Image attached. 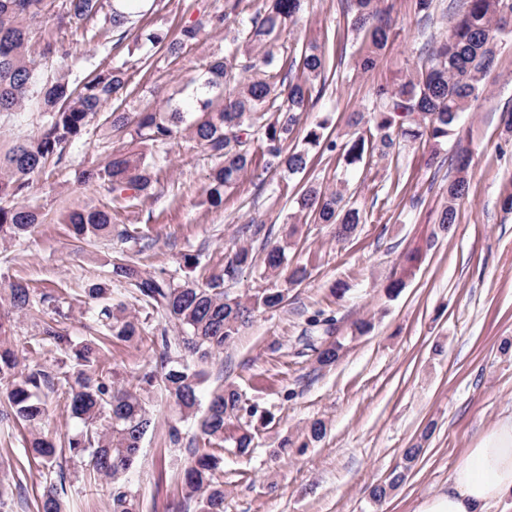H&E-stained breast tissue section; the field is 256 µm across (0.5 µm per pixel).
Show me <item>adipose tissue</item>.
I'll return each instance as SVG.
<instances>
[{
  "instance_id": "obj_1",
  "label": "adipose tissue",
  "mask_w": 512,
  "mask_h": 512,
  "mask_svg": "<svg viewBox=\"0 0 512 512\" xmlns=\"http://www.w3.org/2000/svg\"><path fill=\"white\" fill-rule=\"evenodd\" d=\"M512 495V418L490 427L454 468L448 492L420 512H486Z\"/></svg>"
}]
</instances>
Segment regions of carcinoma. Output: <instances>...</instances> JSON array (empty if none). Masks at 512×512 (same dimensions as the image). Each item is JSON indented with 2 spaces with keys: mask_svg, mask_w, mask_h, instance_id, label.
I'll return each instance as SVG.
<instances>
[{
  "mask_svg": "<svg viewBox=\"0 0 512 512\" xmlns=\"http://www.w3.org/2000/svg\"><path fill=\"white\" fill-rule=\"evenodd\" d=\"M307 0H263L249 11L247 0H223L203 18L181 26L173 38L156 28L132 32L133 19L152 13L162 0H0V114L23 119L37 115L42 124L17 138L0 154V241L26 236L45 220L44 213L28 201L31 177L51 164L66 167L68 150L82 139L90 120L103 107L127 93L129 70L147 65L124 60L91 71L81 82L70 80V61L78 46L96 42L111 49L132 40L135 49L149 44L168 56L178 57L197 43L206 30L237 24L224 53L211 56L195 87L193 107L185 112L168 99L164 108L145 105L129 112L117 105L109 123L112 132L129 140L131 148L112 151L103 165L78 169L86 186L104 184L111 198L102 207L70 211L65 218L72 235L91 240L112 235L113 216L157 194L159 149L183 131L215 161L206 186L212 209L224 207V194L246 173L259 187L268 176L302 173L309 148L336 154L347 166L366 157L390 159L408 143L438 145L460 135V114L487 94L486 77L496 68L502 46L512 40V0H449L448 34L428 41L419 61L401 71L390 88L375 91L369 115L356 112L354 131L344 138L327 133L328 122L309 128L303 145L287 143L302 128L303 116L325 90L331 67L322 47L309 43L280 42L283 32L304 11ZM351 26L368 38L359 67L368 70L386 47L392 33L397 0H346ZM40 30L39 49L32 48L34 29ZM448 202L436 220L440 234L456 224L458 208L467 198L472 168L469 149L452 158ZM297 211L317 224H333L336 236H352L364 223L363 213L346 204L341 190H324L313 184L295 198ZM422 257L415 248L405 255L400 274L390 278L387 291L397 295ZM287 260L285 247L274 246L263 258V278L278 277ZM255 262L252 251L241 246L224 257L220 274L206 284L185 279L177 282L161 272L150 273L136 262L119 258L113 264L117 281L133 287L135 299L148 313L174 323L175 336L160 330L155 370L128 379L121 376L106 355L105 342L142 345L149 340L145 322L123 304L110 305L112 282H91L83 289L96 320L107 332L105 339L75 342L59 331L67 317L63 302L51 292L36 293L23 279L4 289L9 313H0V431L17 425L28 431L25 453L39 467L42 492L37 512H65V486L71 476L87 483L105 481L112 486L107 512H140V501L126 478L147 432L155 427L149 408L154 387L174 403L178 418L168 425L173 445L183 442L180 423L197 417L204 366L258 313L275 310L288 297L286 288H263L242 297L231 296L225 284L237 281L239 272ZM37 315L40 328L32 336L14 338L10 315ZM312 326L324 336L313 346L316 362L329 367L341 357L345 345L332 336L334 318L317 313ZM55 354L52 362L21 365L15 345ZM63 403L76 430L63 445L50 429V400ZM270 422L269 412L249 403L234 386L209 393L200 417V437L189 449L184 470V501L180 508L195 512H224V448L246 454L254 431ZM322 421L306 428L301 447L321 441ZM413 446L403 451L400 463L387 480L371 487V499L380 502L406 478L421 455ZM20 490L9 456L0 453V512H12L14 492Z\"/></svg>",
  "mask_w": 512,
  "mask_h": 512,
  "instance_id": "cac0c4a2",
  "label": "carcinoma"
}]
</instances>
